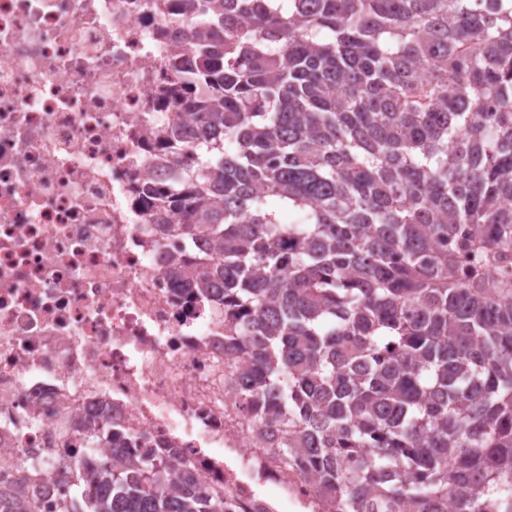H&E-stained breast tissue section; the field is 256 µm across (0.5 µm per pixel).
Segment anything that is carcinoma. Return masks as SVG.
I'll return each mask as SVG.
<instances>
[{
    "label": "carcinoma",
    "instance_id": "obj_1",
    "mask_svg": "<svg viewBox=\"0 0 512 512\" xmlns=\"http://www.w3.org/2000/svg\"><path fill=\"white\" fill-rule=\"evenodd\" d=\"M223 2L168 204L224 244L241 396L336 512H512V0ZM79 489L58 512H227L173 457Z\"/></svg>",
    "mask_w": 512,
    "mask_h": 512
}]
</instances>
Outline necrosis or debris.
<instances>
[{
	"mask_svg": "<svg viewBox=\"0 0 512 512\" xmlns=\"http://www.w3.org/2000/svg\"><path fill=\"white\" fill-rule=\"evenodd\" d=\"M222 0H0V461L39 462L48 504L113 456L178 458L230 512H269L252 475L304 512H336L285 428L239 394L246 357L224 344V300L179 283L224 260L213 236L166 230L196 159L185 53ZM178 127L173 151L158 137ZM114 428L116 448L90 443Z\"/></svg>",
	"mask_w": 512,
	"mask_h": 512,
	"instance_id": "4bbe7bcc",
	"label": "necrosis or debris"
}]
</instances>
